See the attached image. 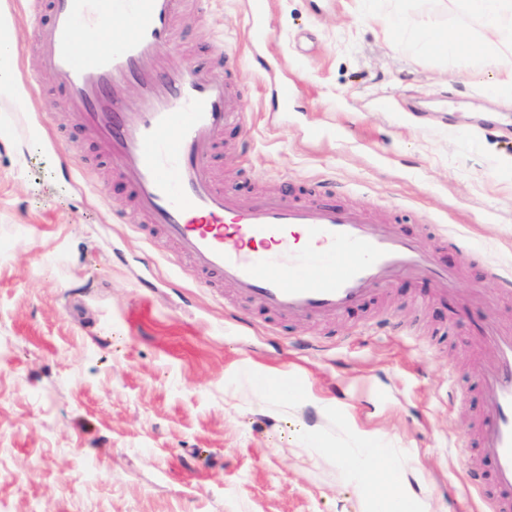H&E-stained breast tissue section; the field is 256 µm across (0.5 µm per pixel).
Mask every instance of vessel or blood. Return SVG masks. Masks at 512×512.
I'll return each mask as SVG.
<instances>
[{"mask_svg":"<svg viewBox=\"0 0 512 512\" xmlns=\"http://www.w3.org/2000/svg\"><path fill=\"white\" fill-rule=\"evenodd\" d=\"M189 0H35L36 47L72 120L108 151L145 231L170 243L209 288L226 284L259 309L335 321L400 276L441 287L455 274L417 238L365 208L280 193L237 206L209 166L219 137L244 126L237 89L175 51ZM121 20L109 50L80 43L79 26ZM479 365L485 399L465 464L512 512V329L488 325Z\"/></svg>","mask_w":512,"mask_h":512,"instance_id":"b4317fda","label":"vessel or blood"}]
</instances>
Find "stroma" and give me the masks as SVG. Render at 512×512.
<instances>
[{"instance_id": "1", "label": "stroma", "mask_w": 512, "mask_h": 512, "mask_svg": "<svg viewBox=\"0 0 512 512\" xmlns=\"http://www.w3.org/2000/svg\"><path fill=\"white\" fill-rule=\"evenodd\" d=\"M464 31L469 53L409 21ZM18 37L28 135L0 105V512H366L346 459L396 449L426 512H487L462 448L479 415L481 326L512 328V86L477 76L481 27L453 0H208L179 50L241 85L247 124L212 157L240 205L327 186L461 271L399 277L336 321L271 319L197 285L72 128L33 49L30 0H0ZM295 98L282 107L280 83ZM294 373L264 402L257 378ZM413 29L424 38V43L429 48H435L439 52H444L449 56H456L469 51V43L465 35L458 32L448 33L442 40L439 37L437 29L430 20H419L415 22Z\"/></svg>"}]
</instances>
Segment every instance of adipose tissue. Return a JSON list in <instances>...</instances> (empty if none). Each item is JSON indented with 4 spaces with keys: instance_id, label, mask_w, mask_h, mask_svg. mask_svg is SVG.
Returning a JSON list of instances; mask_svg holds the SVG:
<instances>
[{
    "instance_id": "1",
    "label": "adipose tissue",
    "mask_w": 512,
    "mask_h": 512,
    "mask_svg": "<svg viewBox=\"0 0 512 512\" xmlns=\"http://www.w3.org/2000/svg\"><path fill=\"white\" fill-rule=\"evenodd\" d=\"M468 14L482 22L488 47L487 66L497 69L503 82L512 84V0H462ZM355 470L364 485L374 486L369 512H423L422 502L408 489L394 462V451L366 444L353 454Z\"/></svg>"
}]
</instances>
